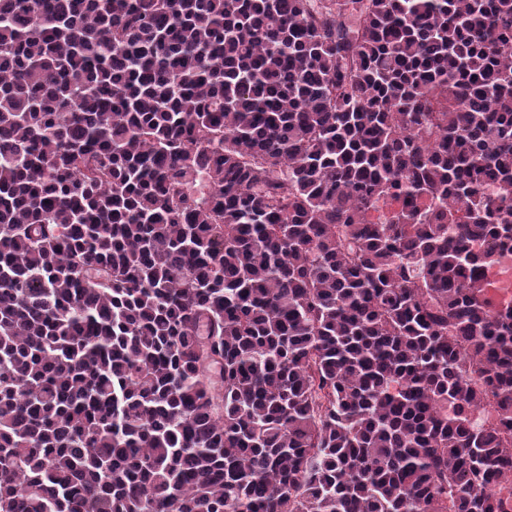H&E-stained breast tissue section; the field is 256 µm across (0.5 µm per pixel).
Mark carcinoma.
I'll use <instances>...</instances> for the list:
<instances>
[{
	"mask_svg": "<svg viewBox=\"0 0 512 512\" xmlns=\"http://www.w3.org/2000/svg\"><path fill=\"white\" fill-rule=\"evenodd\" d=\"M507 254L512 0H0V512H512Z\"/></svg>",
	"mask_w": 512,
	"mask_h": 512,
	"instance_id": "obj_1",
	"label": "carcinoma"
}]
</instances>
